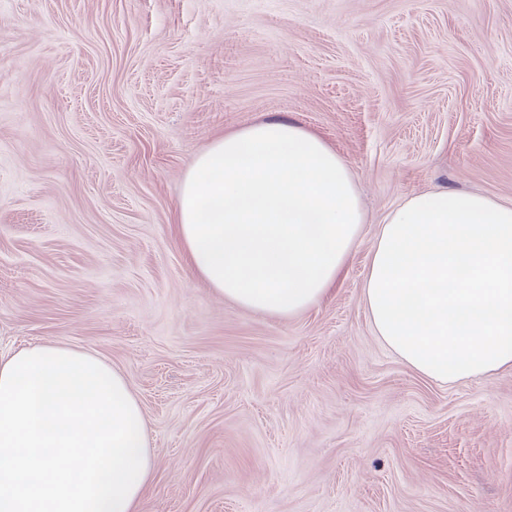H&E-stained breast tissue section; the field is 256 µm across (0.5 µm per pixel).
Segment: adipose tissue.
I'll return each mask as SVG.
<instances>
[{"label": "adipose tissue", "mask_w": 512, "mask_h": 512, "mask_svg": "<svg viewBox=\"0 0 512 512\" xmlns=\"http://www.w3.org/2000/svg\"><path fill=\"white\" fill-rule=\"evenodd\" d=\"M176 211L192 272L226 300L279 318L327 297L365 222L347 161L284 119L213 141ZM362 294L376 336L435 382L512 368V206L447 190L411 195L378 228Z\"/></svg>", "instance_id": "1"}]
</instances>
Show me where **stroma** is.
Segmentation results:
<instances>
[{"label":"stroma","mask_w":512,"mask_h":512,"mask_svg":"<svg viewBox=\"0 0 512 512\" xmlns=\"http://www.w3.org/2000/svg\"><path fill=\"white\" fill-rule=\"evenodd\" d=\"M269 118L341 154L367 214L286 319L224 300L175 232L197 155ZM432 189L512 205V0H0V353L127 378L140 512H512V370L436 383L363 301L378 225ZM36 347L37 348L47 347V348H55V349L58 348L59 350L65 349L66 351H70L69 354L72 353L71 351H75L80 354H86V355L92 356L95 360H99V362L102 361L104 365L106 364L107 368L112 369L111 371L116 374L115 377L118 376L121 379L122 385L125 387L124 390H127V392L130 394V397H132L133 400L136 402L135 405H136V407H138V413L141 416L139 418H141L143 420V424H144V435H143L144 442L143 443L145 445V441H146L145 449H147L146 456H144V460H146V457H147L148 461H147V469L145 471H143L146 473H145V476L143 475L144 478L142 480V483H141V485H139L137 491L134 493L132 500L128 503L129 505L124 512H140L139 507H140V502H141L143 491H144L145 487L153 479V474H154V470H155V468H154L155 458H154L153 452L151 451V448H149V436H148V430H147V422H146L143 410L141 408V405H140L138 399L132 392L127 379L119 371L113 369L103 359H101L100 357H98L96 355H93L91 353H88V352H85L82 350L74 349V348H71V347L65 346V345H49V344L39 343V344H32V345L20 348L19 350L15 351L14 353L6 355V356L0 355V384L2 382L1 377L3 378L2 372L4 373L3 369H4L5 365H7V362L10 361L14 356L17 357V355H19L18 353L22 349L31 351ZM132 398H131V400H132Z\"/></svg>","instance_id":"35a3bbf8"}]
</instances>
